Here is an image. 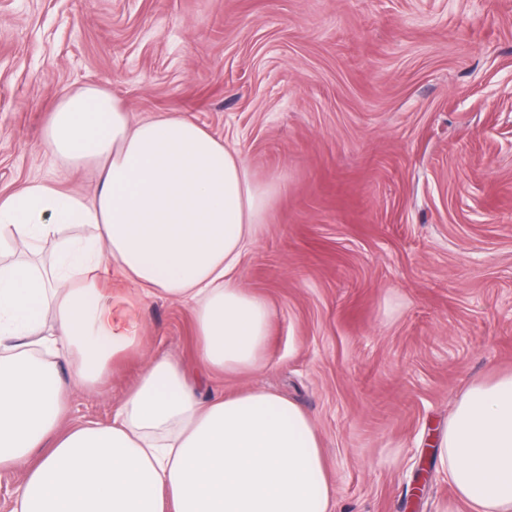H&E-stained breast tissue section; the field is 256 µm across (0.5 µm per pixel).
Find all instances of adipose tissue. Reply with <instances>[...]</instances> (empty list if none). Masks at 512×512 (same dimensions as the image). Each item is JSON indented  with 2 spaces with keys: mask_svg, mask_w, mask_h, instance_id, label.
I'll list each match as a JSON object with an SVG mask.
<instances>
[{
  "mask_svg": "<svg viewBox=\"0 0 512 512\" xmlns=\"http://www.w3.org/2000/svg\"><path fill=\"white\" fill-rule=\"evenodd\" d=\"M50 159L96 174L94 198L31 181L0 197V470L11 512H332L322 437L262 388L204 401L148 354L136 300L193 306L208 372L264 367L272 310L239 284L278 186L196 121L138 123L109 92L64 89ZM143 366L108 423L68 420L130 355ZM67 363L69 376L58 365ZM456 493L443 512H512V373L462 392L434 441Z\"/></svg>",
  "mask_w": 512,
  "mask_h": 512,
  "instance_id": "adipose-tissue-1",
  "label": "adipose tissue"
}]
</instances>
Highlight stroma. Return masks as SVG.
Wrapping results in <instances>:
<instances>
[{"label":"stroma","instance_id":"35a3bbf8","mask_svg":"<svg viewBox=\"0 0 512 512\" xmlns=\"http://www.w3.org/2000/svg\"><path fill=\"white\" fill-rule=\"evenodd\" d=\"M85 85L136 121L195 120L279 183L240 279L272 309L265 370L202 372L190 304L164 297L139 305L148 350L202 398L299 404L334 512H442L429 435L512 370V0H0L1 195L92 196L40 149L56 91ZM140 369L72 393L71 420L109 422Z\"/></svg>","mask_w":512,"mask_h":512}]
</instances>
